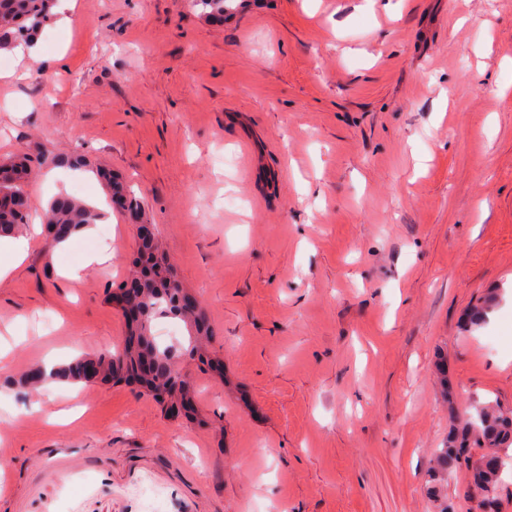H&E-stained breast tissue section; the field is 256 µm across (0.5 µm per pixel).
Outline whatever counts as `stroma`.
I'll list each match as a JSON object with an SVG mask.
<instances>
[{
	"label": "stroma",
	"mask_w": 512,
	"mask_h": 512,
	"mask_svg": "<svg viewBox=\"0 0 512 512\" xmlns=\"http://www.w3.org/2000/svg\"><path fill=\"white\" fill-rule=\"evenodd\" d=\"M232 4L76 0L41 69L0 55V159L48 158L34 208L107 197L64 158L112 171L224 364L180 359L190 419L132 384L30 391L124 337L139 219L31 242L0 279V512H437L450 428L512 411V0Z\"/></svg>",
	"instance_id": "1"
}]
</instances>
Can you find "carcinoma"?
I'll return each mask as SVG.
<instances>
[{
	"label": "carcinoma",
	"mask_w": 512,
	"mask_h": 512,
	"mask_svg": "<svg viewBox=\"0 0 512 512\" xmlns=\"http://www.w3.org/2000/svg\"><path fill=\"white\" fill-rule=\"evenodd\" d=\"M194 6L212 20L224 19V0H192ZM56 0H0V51H12L24 47L38 36L52 18ZM42 165L45 156L32 161L27 157L0 160V193L5 194V205L0 207V236L17 235L29 224L31 200L26 190L31 174V163ZM99 220V213L83 201L71 197L56 198L43 214L47 233L55 241H64L73 234ZM158 242L143 239L140 242L136 263L145 275L144 290L136 294L139 318L127 323L128 335L136 337V343L124 350L106 349L96 361L100 374L87 371V363L80 360L68 369L67 376L74 380L104 381L138 378L160 402L166 403L178 397L190 395L186 383L175 369L174 350L160 347L153 339L151 325L160 317H179L190 324L187 352L196 353L208 328L201 318L187 317L178 307L182 289L173 279L169 267L157 255ZM512 447V415L489 404L471 415L458 433L448 437L444 458L465 468L470 476V491L481 498L482 507L493 503L501 481L504 461L498 449ZM472 448H488L490 452L478 459L470 454Z\"/></svg>",
	"instance_id": "obj_1"
}]
</instances>
